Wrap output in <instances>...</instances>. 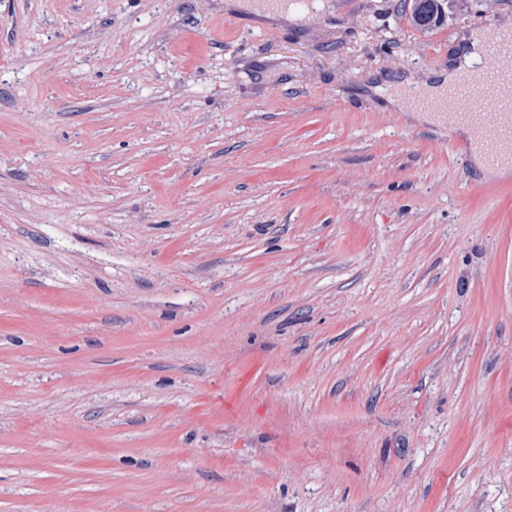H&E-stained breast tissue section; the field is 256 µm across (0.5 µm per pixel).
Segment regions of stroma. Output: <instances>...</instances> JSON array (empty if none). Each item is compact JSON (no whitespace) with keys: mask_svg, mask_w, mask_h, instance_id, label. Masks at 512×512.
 <instances>
[{"mask_svg":"<svg viewBox=\"0 0 512 512\" xmlns=\"http://www.w3.org/2000/svg\"><path fill=\"white\" fill-rule=\"evenodd\" d=\"M323 2L0 0V512H512V0ZM411 20L419 28L428 29L436 26L445 14L446 0L414 1ZM509 32L510 36L505 37ZM508 47L512 52V32L498 31L488 35L486 40L485 60L487 65L483 67L487 82L492 86L491 93L485 95L497 111L498 119L495 123L484 121L482 114L472 112L477 120V135L482 139L488 159L493 163L508 162L512 165V59L504 69L502 62V50ZM507 110L509 119L504 120V111ZM476 163L486 176H494L505 173L507 164H492L487 157L476 152ZM455 68H448V73L440 72L432 78V80L426 83V95L430 100L442 99L448 90L453 88L455 85ZM470 69L464 68L459 76L458 89L451 94H448L444 102V108L446 111H453L451 114H457L462 111L464 101V94L462 93L468 86L471 85ZM441 112H446L440 109ZM388 105L398 112H407L411 118L417 121L438 123L437 118L432 114L429 116L427 112H436L431 107L422 105L416 101L408 100L407 96L401 92L390 95L387 99ZM425 113V114H424Z\"/></svg>","mask_w":512,"mask_h":512,"instance_id":"stroma-1","label":"stroma"}]
</instances>
